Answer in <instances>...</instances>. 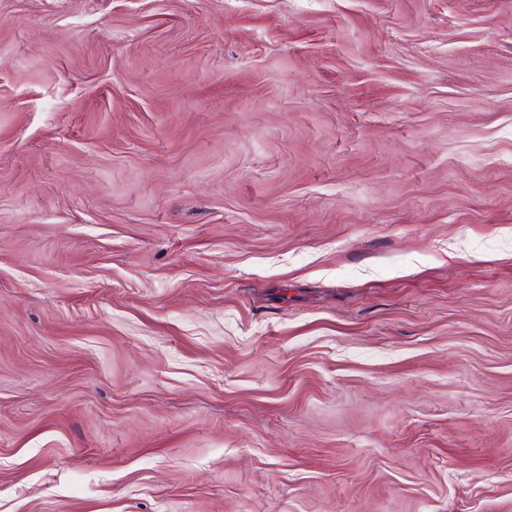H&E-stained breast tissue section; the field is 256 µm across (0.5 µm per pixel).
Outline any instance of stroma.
<instances>
[{
  "mask_svg": "<svg viewBox=\"0 0 512 512\" xmlns=\"http://www.w3.org/2000/svg\"><path fill=\"white\" fill-rule=\"evenodd\" d=\"M0 512H512V0H0Z\"/></svg>",
  "mask_w": 512,
  "mask_h": 512,
  "instance_id": "obj_1",
  "label": "stroma"
}]
</instances>
